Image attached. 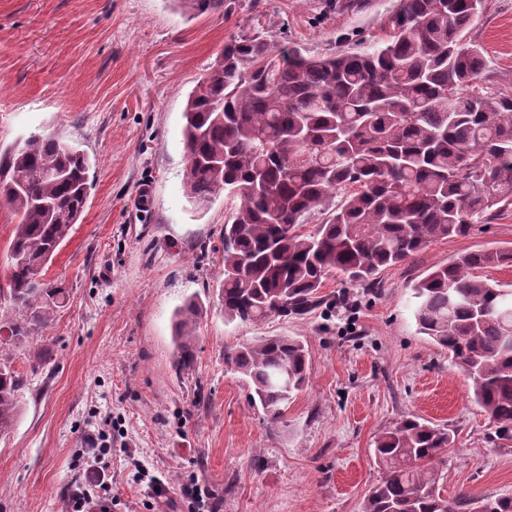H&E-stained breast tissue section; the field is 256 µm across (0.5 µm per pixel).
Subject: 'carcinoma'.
Here are the masks:
<instances>
[{"mask_svg": "<svg viewBox=\"0 0 512 512\" xmlns=\"http://www.w3.org/2000/svg\"><path fill=\"white\" fill-rule=\"evenodd\" d=\"M179 2L193 18L231 5ZM471 2L398 0L382 36L330 55L277 51L255 35L224 44L189 95L183 135L186 196L233 204L219 282L225 319L305 316L323 304L319 288L333 271L375 289L382 269L512 206V92L484 85L487 61L468 39ZM91 170L84 152L47 134L0 153V198L20 215L0 288L10 300L0 312V436L28 386L9 352L65 302L40 276L84 212ZM511 264L512 250H472L412 287L418 333L448 349L506 440L512 288L480 272ZM202 313L189 300L176 314L183 368ZM224 363L276 422L306 382L308 353L294 337L263 336L225 351ZM374 444L384 472L364 512H512L511 496H443L448 428L405 418Z\"/></svg>", "mask_w": 512, "mask_h": 512, "instance_id": "cac0c4a2", "label": "carcinoma"}]
</instances>
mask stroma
I'll return each mask as SVG.
<instances>
[{"label":"stroma","mask_w":512,"mask_h":512,"mask_svg":"<svg viewBox=\"0 0 512 512\" xmlns=\"http://www.w3.org/2000/svg\"><path fill=\"white\" fill-rule=\"evenodd\" d=\"M234 0L189 18L175 0H0V149L50 134L96 165L81 220L43 269L63 307L13 366L28 382L0 437V512H70L76 461L110 450L112 512H363L382 468L377 436L407 416L455 431L446 496L512 495V440H500L447 350L416 331L411 287L475 249H512V210L384 269L371 290L339 274L303 318L229 322L218 300L224 198L184 192L183 112L226 41L262 34L308 55L357 47L395 0ZM469 37L490 88H512V0H486ZM203 307L189 368L175 314ZM293 336L307 387L279 422L225 349Z\"/></svg>","instance_id":"35a3bbf8"}]
</instances>
